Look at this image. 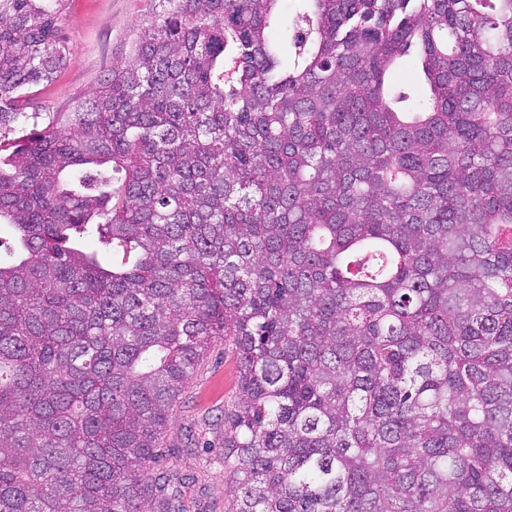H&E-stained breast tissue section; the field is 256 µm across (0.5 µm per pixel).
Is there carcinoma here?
<instances>
[{"instance_id":"cac0c4a2","label":"carcinoma","mask_w":512,"mask_h":512,"mask_svg":"<svg viewBox=\"0 0 512 512\" xmlns=\"http://www.w3.org/2000/svg\"><path fill=\"white\" fill-rule=\"evenodd\" d=\"M61 2L0 0V512H144L215 339L231 512H512V0H160L28 112ZM392 80L402 91L410 92L423 81V74L416 64L406 63L396 70Z\"/></svg>"}]
</instances>
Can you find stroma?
<instances>
[{"label":"stroma","mask_w":512,"mask_h":512,"mask_svg":"<svg viewBox=\"0 0 512 512\" xmlns=\"http://www.w3.org/2000/svg\"><path fill=\"white\" fill-rule=\"evenodd\" d=\"M159 0H63L60 27L70 46L55 81L32 88L31 103L56 112L92 90L113 65L128 60L140 29ZM238 356L231 343L214 342L173 410L160 464L180 491V512H230L231 479L224 437L238 396Z\"/></svg>","instance_id":"35a3bbf8"}]
</instances>
